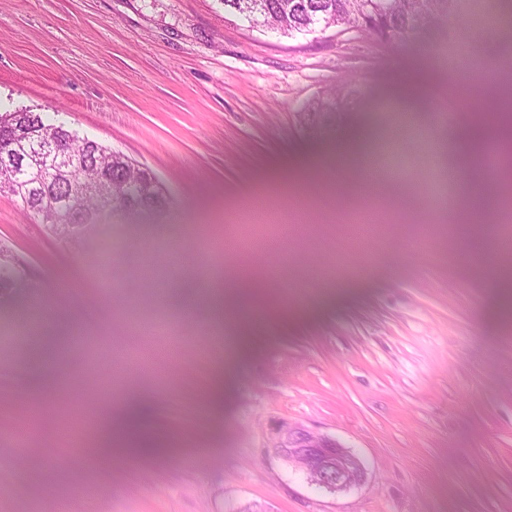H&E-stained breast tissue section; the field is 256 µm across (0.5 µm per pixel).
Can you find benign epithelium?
<instances>
[{
	"instance_id": "1",
	"label": "benign epithelium",
	"mask_w": 512,
	"mask_h": 512,
	"mask_svg": "<svg viewBox=\"0 0 512 512\" xmlns=\"http://www.w3.org/2000/svg\"><path fill=\"white\" fill-rule=\"evenodd\" d=\"M271 448L300 467L310 482L330 492L349 488L365 473L363 461L335 439L314 435L302 427L278 428Z\"/></svg>"
}]
</instances>
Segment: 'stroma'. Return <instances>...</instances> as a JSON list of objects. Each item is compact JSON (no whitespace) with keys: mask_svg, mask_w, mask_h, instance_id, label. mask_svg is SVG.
I'll list each match as a JSON object with an SVG mask.
<instances>
[{"mask_svg":"<svg viewBox=\"0 0 512 512\" xmlns=\"http://www.w3.org/2000/svg\"><path fill=\"white\" fill-rule=\"evenodd\" d=\"M442 39L456 35L288 36L220 0H0V102L123 152L165 200L135 220L113 212L78 244L0 195V245L29 265L27 287L0 296V512H512V295L467 263L433 196H465L436 152L461 162L488 101L425 53ZM343 78L348 107L309 111ZM401 86L423 136L388 127ZM364 131L382 187L356 193L378 227L357 240L354 174L331 155ZM499 186V209L476 222L493 264L512 174ZM253 194L268 207L248 220ZM228 227L242 249L223 254ZM105 235L106 275L92 247ZM172 248L188 261L144 283L152 252ZM246 264L265 287L216 323L196 267ZM75 327L96 355L68 345ZM132 400L155 449L102 464L101 420ZM44 405L82 419L80 446L34 424ZM283 425L335 438L363 480L312 485L271 449Z\"/></svg>","mask_w":512,"mask_h":512,"instance_id":"obj_1","label":"stroma"}]
</instances>
